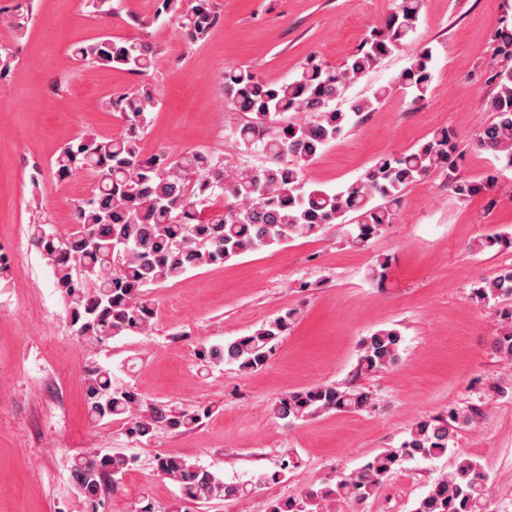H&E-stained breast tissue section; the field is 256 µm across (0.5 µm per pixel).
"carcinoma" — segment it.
<instances>
[{"instance_id": "1", "label": "carcinoma", "mask_w": 512, "mask_h": 512, "mask_svg": "<svg viewBox=\"0 0 512 512\" xmlns=\"http://www.w3.org/2000/svg\"><path fill=\"white\" fill-rule=\"evenodd\" d=\"M423 0H398L382 26L358 46L340 70L307 62L291 80L268 82L247 66L224 69V97L238 112L251 114L234 136L245 148H261L268 165L260 170L224 167V159L202 150L176 157L145 155L141 134L160 106L156 91L144 85L112 99V109L124 123V133L104 137L82 134L64 145L54 160L60 182L85 173L94 182L90 196L73 201L67 234L54 225H30V243L51 269L54 286L68 311L75 337L97 343L152 330L155 303L146 297L149 284L174 281L191 270L223 263L247 252L319 234L327 225L356 215L348 242L364 247L380 230L395 222L408 185L439 170L456 167L457 142L445 127L432 131L417 149L379 157L360 179L340 189L309 184L306 168L336 138L345 125L374 109L378 99L400 90L416 102L431 89L434 56L418 51L378 97L351 102L344 112L331 107L346 84L403 46L415 32ZM174 23L188 44L203 40L216 24L212 0H161L150 19L135 18L147 28L158 20ZM497 52L512 59V22L495 35ZM86 65L113 67L137 76L155 68L159 46L147 38L98 37L73 50ZM494 92L485 107L494 119L475 134L477 148L506 159L512 166V67L492 76ZM287 112H316L313 122L279 125ZM490 184L457 181L454 191L466 199L489 190ZM512 245L508 235L494 234L474 245L480 253ZM480 304L512 301V266L475 282ZM502 326L495 354L512 362V310L500 312ZM296 322L289 309L244 336L202 347L199 355L214 366L234 365L242 373L266 367L279 340ZM403 336L396 328L373 332L361 341L356 375H373L392 367ZM85 406L94 423L121 421L125 434L149 442L162 431L196 429L208 410L173 408L148 400L135 387L119 385L112 370L93 365L83 376ZM371 404L370 393L358 386L318 385L281 395L271 406L279 419L305 421L335 412H359ZM468 417L456 411L417 421L398 448L387 449L349 474L311 487L296 496L278 498L269 512H331L334 502L362 501L379 490L385 478L408 461L431 460L453 450L454 424ZM134 459L120 452L84 453L73 458L71 476L79 495L97 512L102 496L116 492L108 477L124 479ZM155 473L178 487V500L196 504L214 499H238L247 489L226 483L178 456L158 454ZM490 480L477 463L464 459L440 475L414 512H487Z\"/></svg>"}]
</instances>
